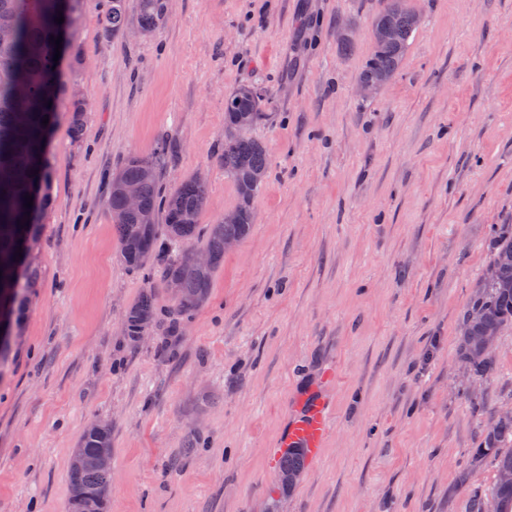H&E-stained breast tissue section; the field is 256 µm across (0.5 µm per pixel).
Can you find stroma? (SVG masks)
<instances>
[{
	"label": "stroma",
	"mask_w": 512,
	"mask_h": 512,
	"mask_svg": "<svg viewBox=\"0 0 512 512\" xmlns=\"http://www.w3.org/2000/svg\"><path fill=\"white\" fill-rule=\"evenodd\" d=\"M407 4L424 20L366 97L383 0H171L147 36L77 0L41 284L0 365V512H69L71 457L96 420L112 428L106 512H468L489 497L495 459L478 445L512 406V327L483 381L458 337L492 230L512 224V0ZM245 85L267 92L252 134L271 162L251 231L175 335L161 323L129 343L143 293L163 314L175 301L160 270L119 261L111 178L131 154L168 193L203 175L198 222L223 219L238 202L224 99ZM316 396L324 446L286 491L281 443Z\"/></svg>",
	"instance_id": "obj_1"
}]
</instances>
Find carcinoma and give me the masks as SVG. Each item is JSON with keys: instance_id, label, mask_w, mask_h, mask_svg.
I'll list each match as a JSON object with an SVG mask.
<instances>
[{"instance_id": "cac0c4a2", "label": "carcinoma", "mask_w": 512, "mask_h": 512, "mask_svg": "<svg viewBox=\"0 0 512 512\" xmlns=\"http://www.w3.org/2000/svg\"><path fill=\"white\" fill-rule=\"evenodd\" d=\"M103 22L114 31L126 28L127 0H110ZM60 0H0V292L11 294L12 326L23 320L30 295L38 287L39 265L34 255L38 239L39 209L49 204L24 207L25 196L39 186L46 188L50 170L46 160L53 119L58 70L53 68L55 44L59 36ZM168 17L167 0H137V30L150 35ZM419 27L414 11L405 0H385V6L372 20L373 47L360 73V84L378 89L399 70L409 40ZM391 37L382 36L383 31ZM265 93L254 86H243L224 98V171L233 178L238 194L236 219L209 225L205 253L208 263L199 266L189 260L199 233L198 219L206 201V184L193 177L183 181L168 195L160 194L152 160L130 155L113 176L108 209L117 232L119 259L129 268L139 269L151 262L163 264V283H175L178 295L169 313V329L176 330L180 317L195 311L208 297L212 275L224 261L226 242L245 238L253 224V200L270 168L265 145L242 129V121L253 127L265 119L262 103ZM85 104L76 100L72 108L73 137L80 138ZM150 169V175L144 169ZM134 186L138 205L128 206L125 187ZM24 255H19L21 242ZM23 257L19 277L13 268ZM153 296L145 293L125 316L126 336L131 342L156 324ZM462 323L466 332L459 336L460 359L474 375L486 378L494 371L493 345L505 327L512 325V224L493 229L490 262L482 273ZM479 448L495 453L496 482L491 492L493 512H512V483L502 474L512 471V414L499 413L484 427ZM112 450L109 426L83 434L70 465V512H104L111 488V473L90 464L102 451ZM306 451L290 448L280 459L282 485L286 475H299L304 469Z\"/></svg>"}]
</instances>
